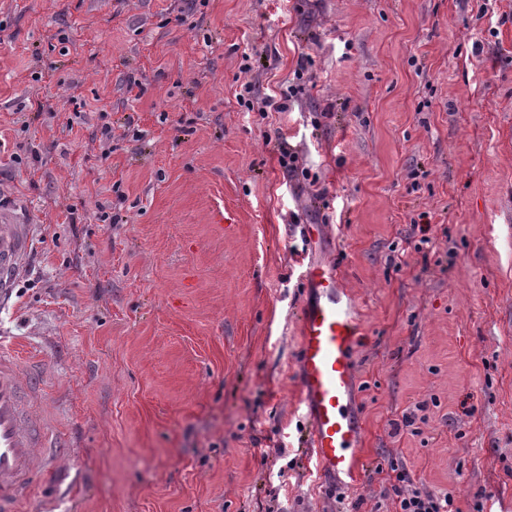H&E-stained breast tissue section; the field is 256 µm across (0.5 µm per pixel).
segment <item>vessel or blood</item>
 <instances>
[{"label": "vessel or blood", "mask_w": 512, "mask_h": 512, "mask_svg": "<svg viewBox=\"0 0 512 512\" xmlns=\"http://www.w3.org/2000/svg\"><path fill=\"white\" fill-rule=\"evenodd\" d=\"M31 243V225L12 204H0V294L15 288ZM306 279L315 297L301 312L299 371L303 404L312 418L311 460L320 476L353 480L364 454L351 410V356L362 334L359 307L334 263L309 261ZM48 385L40 368L0 349V512H18L46 476L38 457L63 445L40 411Z\"/></svg>", "instance_id": "obj_1"}]
</instances>
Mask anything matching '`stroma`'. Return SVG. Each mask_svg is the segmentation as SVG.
Wrapping results in <instances>:
<instances>
[{
  "label": "stroma",
  "mask_w": 512,
  "mask_h": 512,
  "mask_svg": "<svg viewBox=\"0 0 512 512\" xmlns=\"http://www.w3.org/2000/svg\"><path fill=\"white\" fill-rule=\"evenodd\" d=\"M0 200V338L67 443L20 512H395L380 465L512 503V0H0ZM315 256L361 313L353 488L307 463ZM32 243L31 224L12 204H0V294L15 288Z\"/></svg>",
  "instance_id": "stroma-1"
}]
</instances>
